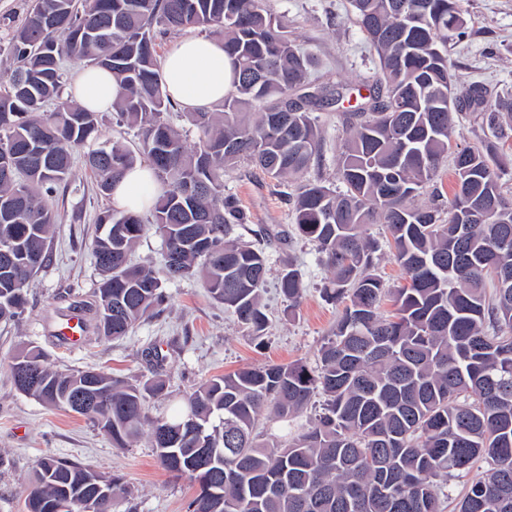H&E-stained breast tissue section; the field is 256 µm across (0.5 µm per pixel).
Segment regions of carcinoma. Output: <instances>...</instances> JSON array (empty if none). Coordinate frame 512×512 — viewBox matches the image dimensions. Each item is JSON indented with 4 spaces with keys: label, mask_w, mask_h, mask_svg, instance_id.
<instances>
[{
    "label": "carcinoma",
    "mask_w": 512,
    "mask_h": 512,
    "mask_svg": "<svg viewBox=\"0 0 512 512\" xmlns=\"http://www.w3.org/2000/svg\"><path fill=\"white\" fill-rule=\"evenodd\" d=\"M448 0H350L382 77L343 111L337 156L344 189L301 176L321 162L322 131L312 113L342 105L354 88L310 80L315 56L288 36V24L263 0H28L24 20L7 29L0 56V320L22 315L57 223V187L71 174L70 149L99 142L85 156L99 192L149 159L160 191L150 220L106 208L90 250L100 271L88 295L57 298L55 316L82 314L96 339L127 335L159 314L165 281L196 278L255 340L269 318L262 293L271 271L264 228L231 236L246 217L224 196V171L247 160L288 186L295 234L316 247L331 277L324 301L343 306L315 368L296 360L210 378L174 414L153 417L165 395V358H145L152 377L131 383L104 372H62L37 346L8 365L37 378L29 395L56 408L86 386L98 393L84 412L127 448L142 436L170 472L197 488L188 512H442L440 485L468 476L457 512H512V207L498 170L503 155L460 148L451 196L433 188L448 154L454 114L484 108L486 128L512 141V91L487 102L482 86L464 95L448 84V37L467 21ZM200 28L224 42L233 89L212 111L187 113L189 146L164 119L174 109L157 58L158 40ZM112 73L117 120L139 129L137 150L100 141L103 116L64 95L63 60ZM380 224L405 283L386 287L375 273ZM166 245L164 275L130 254L148 227ZM288 311L305 287L293 259L277 282ZM393 310L380 313L383 302ZM119 312L106 317L108 307ZM314 422L283 439L256 432L262 415L290 424L314 395ZM119 475L47 455L25 490V512H84L83 500Z\"/></svg>",
    "instance_id": "cac0c4a2"
}]
</instances>
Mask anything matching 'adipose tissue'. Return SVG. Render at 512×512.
Instances as JSON below:
<instances>
[{
  "label": "adipose tissue",
  "mask_w": 512,
  "mask_h": 512,
  "mask_svg": "<svg viewBox=\"0 0 512 512\" xmlns=\"http://www.w3.org/2000/svg\"><path fill=\"white\" fill-rule=\"evenodd\" d=\"M163 77L173 101L200 110L223 101L232 88L234 73L221 41L185 37L167 52ZM70 94L82 107L107 111L118 98L119 88L109 71L87 67L76 74ZM156 189L150 164L141 163L115 183L112 200L121 209L141 213L149 208Z\"/></svg>",
  "instance_id": "ef3b65f1"
}]
</instances>
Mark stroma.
I'll return each instance as SVG.
<instances>
[{
  "instance_id": "obj_1",
  "label": "stroma",
  "mask_w": 512,
  "mask_h": 512,
  "mask_svg": "<svg viewBox=\"0 0 512 512\" xmlns=\"http://www.w3.org/2000/svg\"><path fill=\"white\" fill-rule=\"evenodd\" d=\"M264 3L285 16L291 36L316 55L320 82L346 81L358 88L375 83L377 56L353 22L349 0ZM461 5L468 29L463 39L448 45V57L459 78L457 93L472 85L492 93L512 90V0H462ZM316 116L324 137L323 161L307 177L322 178L335 187L339 184L336 159L345 136L343 116L332 108L319 110ZM84 154V149H74L72 173L56 194L58 220L51 256L31 285V308L22 319L0 322V455L8 461L7 469L0 470V512H23L24 491L39 460L48 454L92 465L108 475H122L131 495L116 500L112 512H187L194 487L187 478L173 476L160 465L147 439L129 448L113 447L108 436L85 417L22 394L10 377L11 357L32 343L45 350L46 362L54 368H96L133 381L149 377L142 353L157 348L166 358L163 374L168 396L151 401L149 410L155 416L166 415L212 376L294 360L316 365L338 316L336 307L320 296L329 271L311 244L297 238L287 244L271 241L267 250L272 269H279L282 259L294 258L306 292L295 314H286L277 279L269 277L264 301L271 323L259 345L199 281L184 279L167 283L166 310L140 322L129 336L61 347L45 333L56 297L65 291L87 293L98 281L88 244L96 234L97 214L112 204L98 194ZM224 192L238 201L248 227L291 228L293 219L279 187L253 165L241 162L226 169Z\"/></svg>"
}]
</instances>
